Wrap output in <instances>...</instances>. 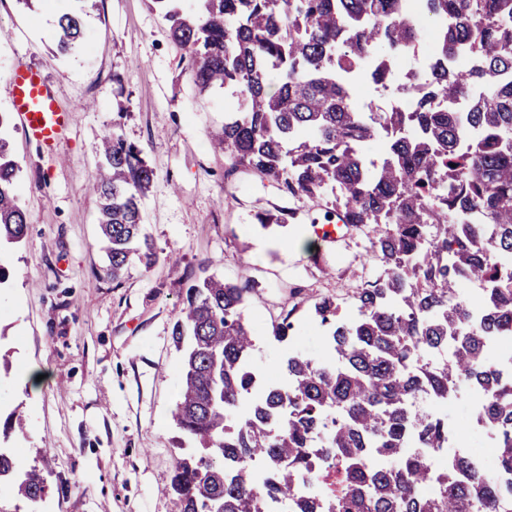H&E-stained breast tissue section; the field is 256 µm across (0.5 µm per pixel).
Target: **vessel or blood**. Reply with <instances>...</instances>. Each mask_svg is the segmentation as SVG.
I'll list each match as a JSON object with an SVG mask.
<instances>
[{"mask_svg": "<svg viewBox=\"0 0 512 512\" xmlns=\"http://www.w3.org/2000/svg\"><path fill=\"white\" fill-rule=\"evenodd\" d=\"M9 89L25 137L46 154H57L68 136L72 117L59 106L47 80L37 69L19 64L11 72Z\"/></svg>", "mask_w": 512, "mask_h": 512, "instance_id": "obj_1", "label": "vessel or blood"}]
</instances>
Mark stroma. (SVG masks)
<instances>
[{
    "mask_svg": "<svg viewBox=\"0 0 512 512\" xmlns=\"http://www.w3.org/2000/svg\"><path fill=\"white\" fill-rule=\"evenodd\" d=\"M63 0H0V109H10L8 74L18 60L38 68L72 128L58 157L14 129L28 230L0 262L11 274L0 291V412L15 413L24 456L51 449L43 512H175L166 489L176 430L170 410L180 357L170 329L186 278L205 269L228 281L249 276L245 315L261 338L255 362L279 378L285 345L271 337L283 308L293 311L295 348L325 357L313 303L367 276L358 233L307 249V229L324 209L299 202L252 171L225 176L210 145L230 94L199 91L146 0H95L85 41L56 54ZM117 129L143 148L155 179L144 200V231L158 253L151 268L131 265L117 280L98 234L89 184L95 147ZM287 208L284 228L261 230L258 213ZM44 373L35 386L32 372Z\"/></svg>",
    "mask_w": 512,
    "mask_h": 512,
    "instance_id": "stroma-1",
    "label": "stroma"
}]
</instances>
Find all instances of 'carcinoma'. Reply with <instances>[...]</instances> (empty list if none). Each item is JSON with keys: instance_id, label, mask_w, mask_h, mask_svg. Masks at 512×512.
Segmentation results:
<instances>
[{"instance_id": "cac0c4a2", "label": "carcinoma", "mask_w": 512, "mask_h": 512, "mask_svg": "<svg viewBox=\"0 0 512 512\" xmlns=\"http://www.w3.org/2000/svg\"><path fill=\"white\" fill-rule=\"evenodd\" d=\"M70 2L57 19L64 57L87 34L89 0ZM150 4L199 90L228 89L236 101L211 141L229 161L226 175L249 168L320 203L325 223L336 217L364 234L377 269L353 291L349 319L338 298H317L331 361L291 351L283 384L254 361L259 339L244 316L253 281L186 285L170 332L181 353L171 419L203 451L175 460L168 492L179 512H261L263 498L286 512H512V372L489 359L490 341L512 336V0H422L417 14L407 0ZM437 24L431 78L403 85L411 108H358L343 74L368 61L366 77L387 88L389 53ZM460 55L469 65L450 68ZM450 97L469 98L467 111ZM470 129L478 136L464 147ZM10 137V112L0 110V254L28 223ZM372 150L383 159L369 165ZM153 180L139 146L115 131L103 138L92 189L114 280L158 260L143 229ZM473 282L482 286L475 306L462 296ZM291 315L272 324L280 344L294 343ZM463 387L486 396L479 421L495 436L493 476L450 448L448 416L417 406L446 404ZM255 457L265 460L259 487ZM332 468L333 487L300 491ZM8 476L14 498L0 512L43 501L37 461L0 451V480Z\"/></svg>"}]
</instances>
